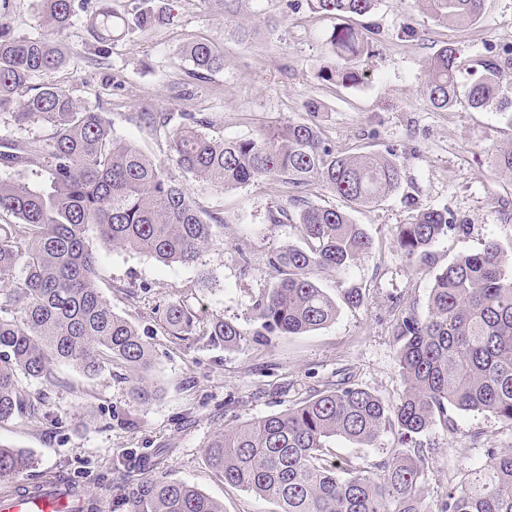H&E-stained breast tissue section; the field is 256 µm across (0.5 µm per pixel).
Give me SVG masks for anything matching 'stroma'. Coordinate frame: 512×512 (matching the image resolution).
Listing matches in <instances>:
<instances>
[{
  "instance_id": "obj_1",
  "label": "stroma",
  "mask_w": 512,
  "mask_h": 512,
  "mask_svg": "<svg viewBox=\"0 0 512 512\" xmlns=\"http://www.w3.org/2000/svg\"><path fill=\"white\" fill-rule=\"evenodd\" d=\"M160 3L170 11L166 24L129 26L104 59L85 18H78L64 37L68 56L55 82L106 112L117 135L162 162L169 155L166 139L139 121L141 108L202 113L210 119L208 134L242 138L272 121L305 119L304 105L314 100L321 106L323 133L338 150L393 153L402 166V184L377 205L351 209L321 186L311 187L307 196L312 204L350 211L372 237L369 258L348 273L317 277L333 298L358 288L363 301L355 307L341 303L334 323L273 337L267 348L227 349L171 335L157 308L176 300L201 319L217 314L252 328L254 301L278 279L267 265L269 252L298 240L295 224L268 220L272 207L286 201L280 180L261 179L224 192L173 169L201 208L220 211L226 220L196 264L166 266L145 254L108 249L96 232L88 234L101 256L104 297L152 345L148 378L157 398L133 400L129 374L119 366L89 379L62 365L56 386L20 378L21 392L42 397L50 417L1 423L0 441L31 452V481L69 476L107 501L113 481L138 470L128 458L133 451L148 455L153 474L194 484L223 502L224 512H274L270 501L225 485L212 471L205 445L219 429L286 411L344 373L382 398L398 400L404 383L391 302L400 299L406 310L426 315L433 279L406 266L393 244L396 226L428 208L467 219L468 235L451 233L433 246L437 269L460 254L480 251L490 239L512 251V223L504 210L512 204V176L492 167L490 155L492 148L512 143V115L466 107L437 110L424 93L426 64L441 45L461 48L463 86L489 50L512 46V0H485L480 20L462 27L438 25L417 0H381L373 13L354 20L370 30L374 51L362 61V83L349 88L318 75L333 62L326 39L338 24L334 15L306 5L289 14L283 0H243L242 14L274 17L279 24L258 26L240 40L200 0ZM199 38L212 40L224 53L223 69L201 78L181 53ZM240 244L250 252L246 273L236 251ZM202 275L208 278L205 286L184 293V285ZM454 420L453 435L437 429L428 437L434 454L425 489L431 501L485 449L512 448V425L491 414L458 412Z\"/></svg>"
}]
</instances>
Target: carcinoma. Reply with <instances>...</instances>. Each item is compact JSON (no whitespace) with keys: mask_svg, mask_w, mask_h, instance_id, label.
Segmentation results:
<instances>
[{"mask_svg":"<svg viewBox=\"0 0 512 512\" xmlns=\"http://www.w3.org/2000/svg\"><path fill=\"white\" fill-rule=\"evenodd\" d=\"M212 14L245 37L257 26L240 15L241 0H201ZM380 0H308L336 16H367ZM437 23L471 25L484 0H417ZM80 0H40L36 35H17L0 16V115L18 129L40 123L42 137L0 140V168L33 167L45 183L0 177V423L49 418L40 397H23L18 377L45 386L59 382L60 364L94 376L120 364L137 373L135 400L156 390L144 376L153 365L139 329L112 310L101 288L99 255L88 243L89 225L101 242L121 251L150 255L165 264L190 265L216 242L214 227L225 223L202 209L165 165L116 135L104 112L74 98L50 81L66 62L61 37L78 16ZM165 10L148 8L130 20L138 27L160 25ZM102 4L89 18L105 43L117 21ZM336 66L320 77L345 87L358 85V62L371 52L367 36L350 25L327 39ZM195 73L224 67V54L208 39L183 49ZM461 49L441 46L428 60L425 92L446 111L465 102L474 109L512 112V48L484 60L481 73L460 90ZM37 84L31 96L20 94ZM309 119L280 121L237 139L201 131L205 117L180 113V122L142 112L144 123L161 130L183 172L223 190L277 178L288 187L287 204L269 212V222L295 221L300 243L272 250L267 264L280 278L253 304L259 327L247 330L214 316L202 322L184 302L171 301L161 322L173 335L201 336L226 348L265 347L271 337L299 335L336 320V299L320 288L318 272L344 274L368 257L373 241L364 225L334 207L309 203L307 188L318 182L351 208L378 204L402 182L393 155L374 151L344 154L324 136L320 105L306 104ZM495 168L512 176V143L491 150ZM298 207L294 215L288 205ZM471 225L446 209L420 210L399 224L394 244L413 274L431 268V248ZM427 314L397 313L394 336L404 391L395 402L343 378L295 407L242 421L205 445L209 465L224 483L273 501L277 512H512V448H489L485 459L462 469L442 497L424 494L433 449L421 438L432 429L452 434L454 410L486 412L512 424V255L488 241L478 253L462 254L439 272ZM392 433L388 459L373 464L326 459L327 444L340 437L375 448ZM33 459L0 444V480L18 483L15 493L40 496L46 485L27 481ZM57 485L76 498L77 512H111L107 501L84 494L62 478ZM112 499L131 512H224L223 503L195 485L164 476L118 482Z\"/></svg>","mask_w":512,"mask_h":512,"instance_id":"1","label":"carcinoma"}]
</instances>
